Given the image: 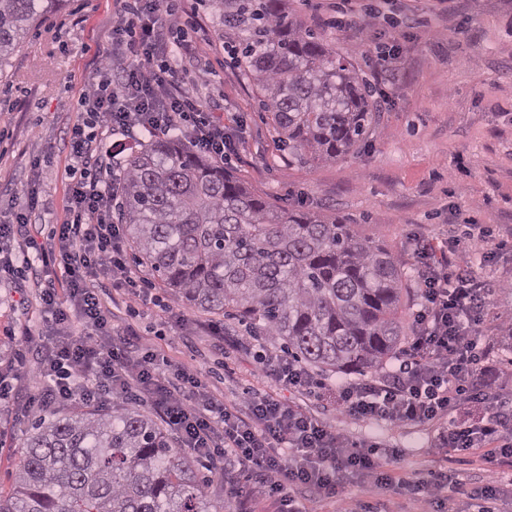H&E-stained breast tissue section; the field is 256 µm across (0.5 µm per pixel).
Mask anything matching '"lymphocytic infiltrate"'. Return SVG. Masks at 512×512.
<instances>
[{"mask_svg":"<svg viewBox=\"0 0 512 512\" xmlns=\"http://www.w3.org/2000/svg\"><path fill=\"white\" fill-rule=\"evenodd\" d=\"M196 50L172 0H120L112 50L83 90L81 105L112 132L184 137L223 159L232 146L224 123L188 88L187 71L177 63L195 59ZM99 127L81 119L71 128L66 216L51 236L29 231L39 208L33 194L18 205L12 222L0 224V240L12 244L0 255V267L34 269L49 323L45 336L23 331L24 345L40 351L41 379L24 410L38 415L58 404L149 403L182 447L236 473V512H255L261 499L275 502L278 512H301L293 496L298 489L339 498L344 512H358L347 490L365 478L388 490H407L428 505L443 501L445 477L395 480L396 449L352 442L259 391L239 403L222 401L200 372L184 368L166 375L132 327L112 324L106 290L134 302L148 297L128 265L121 227L112 220L124 173L114 167ZM432 251L430 244L415 245L423 302L398 369L340 385L337 404L345 413L393 424L444 415L449 427L441 444L489 447L511 460L512 414L501 410L498 371L487 360L490 344L480 332L487 286L466 261L430 262ZM55 265L64 277L61 290L45 277ZM258 363L260 375L272 383L299 391L325 387L288 357L268 353Z\"/></svg>","mask_w":512,"mask_h":512,"instance_id":"obj_1","label":"lymphocytic infiltrate"}]
</instances>
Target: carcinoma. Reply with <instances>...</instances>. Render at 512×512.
<instances>
[{
  "label": "carcinoma",
  "mask_w": 512,
  "mask_h": 512,
  "mask_svg": "<svg viewBox=\"0 0 512 512\" xmlns=\"http://www.w3.org/2000/svg\"><path fill=\"white\" fill-rule=\"evenodd\" d=\"M59 0H0V65ZM257 77L288 157L334 162L376 121L371 91L288 0H204ZM121 222L173 295L283 341L321 371L368 373L410 344L401 261L355 225L279 208L170 137L129 159ZM0 512H224L196 455L146 410L63 405L31 421Z\"/></svg>",
  "instance_id": "obj_1"
}]
</instances>
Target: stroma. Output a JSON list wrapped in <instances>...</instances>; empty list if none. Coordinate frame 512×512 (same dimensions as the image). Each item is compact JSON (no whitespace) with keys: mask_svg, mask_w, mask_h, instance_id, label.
<instances>
[{"mask_svg":"<svg viewBox=\"0 0 512 512\" xmlns=\"http://www.w3.org/2000/svg\"><path fill=\"white\" fill-rule=\"evenodd\" d=\"M199 30L198 51L211 69L198 85L202 100L224 99V125L236 147L224 166L253 193L286 208L356 223L363 237L398 255L408 289L403 309L413 314L422 300L415 239L445 247L465 239L460 214L486 225L489 236L466 254L478 278L493 283L482 324L495 343L492 356L507 386L512 408V339L500 332L512 312V0H394L385 19H371L374 0H288L303 24L320 32L351 62L372 91L380 117L354 153L333 162L300 163L287 150L261 105L257 80L244 72L200 0H177ZM115 0H60L56 12L39 18L20 48L0 69V220L27 192L40 200L37 222L48 232L65 219L64 166L69 129L79 118V94L96 77L117 19ZM358 17L360 29L347 25ZM49 162L31 168V155ZM150 303L114 296L107 309L118 324H131L142 343L166 361V372L202 369L210 388L234 402L263 390L298 408L349 440L398 449L395 477L418 480L430 472L455 484L444 512H472L470 492L491 475L502 492L494 512H512V467L487 448L466 452L438 445L447 416L428 422L391 424L341 412L331 392L342 377L326 375L327 391L314 394L267 382L259 355L280 351L268 336L235 347L212 336L208 324L243 336L237 320L212 315L177 300L149 267L130 260ZM43 323L39 290L27 275L0 271V490L10 491L19 458L18 439L27 428L20 398L39 385L35 350H22L23 327ZM352 497L362 512H423L408 492L394 493L373 481L358 482Z\"/></svg>","mask_w":512,"mask_h":512,"instance_id":"35a3bbf8","label":"stroma"}]
</instances>
